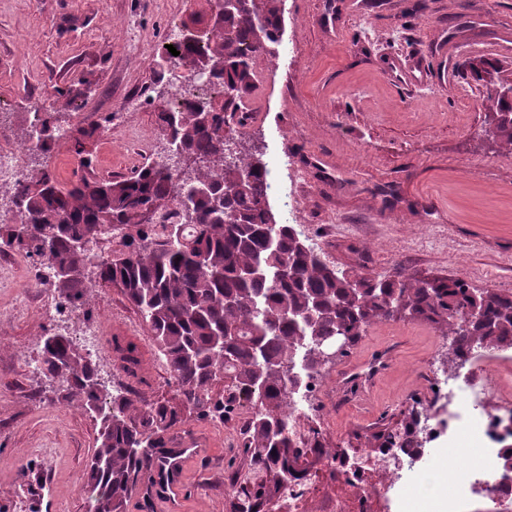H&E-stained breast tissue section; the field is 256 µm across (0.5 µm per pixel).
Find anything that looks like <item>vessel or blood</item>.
Segmentation results:
<instances>
[{"mask_svg": "<svg viewBox=\"0 0 512 512\" xmlns=\"http://www.w3.org/2000/svg\"><path fill=\"white\" fill-rule=\"evenodd\" d=\"M392 360L393 352L386 348L370 357L355 356L345 360L336 372L337 389L351 393L359 403H367ZM203 446V441L194 436L176 440L171 451L164 453L153 467L150 494L161 512H179L185 464L200 455Z\"/></svg>", "mask_w": 512, "mask_h": 512, "instance_id": "1", "label": "vessel or blood"}]
</instances>
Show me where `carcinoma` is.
<instances>
[{"label":"carcinoma","mask_w":512,"mask_h":512,"mask_svg":"<svg viewBox=\"0 0 512 512\" xmlns=\"http://www.w3.org/2000/svg\"><path fill=\"white\" fill-rule=\"evenodd\" d=\"M282 0H236L202 38L183 37L176 56L196 71L207 62L216 84L203 96L171 102L158 113L170 142L196 159L189 173L164 174L146 161L131 174L102 178L87 152L98 127L79 129L72 149L81 172L64 187L43 165L28 170L7 194L19 223L30 234L19 238L15 225H0V246L43 261V266L85 269L88 253L74 244L107 228H132L120 237L112 256L96 265V280L85 277L52 283L80 306L97 285H115L139 311L168 367L179 404L141 402L130 393L91 384L96 360L85 358L70 338L44 340L50 360L44 375L67 385L79 407L101 417L97 443L83 491L89 512H126L132 490L151 471L153 449L166 447L168 431L184 422L183 413L227 419L243 403L252 405L227 465L230 484L225 512H240L245 495L250 512H271L280 489L304 478L321 460V429L297 431L288 417L290 394L304 377L321 375L322 366L306 360L314 339L344 333L355 344L366 329L396 319L433 324L454 346L457 359L472 351L512 350V294L477 290L460 278L418 277L403 270L391 276L353 272L326 263L296 225L276 220L263 182L267 162L260 153L226 155L230 120L251 86L255 54L281 29ZM481 78L512 79L497 64L473 66ZM77 80L58 95L72 103L86 95ZM492 119L482 129L489 142L512 150V100L487 92ZM39 128L43 143L59 137L55 113H25L22 135ZM193 185L208 187L192 209L175 211L181 238L166 237L164 224H140L136 212L167 201L179 202ZM110 345L120 368L138 377V346L114 336ZM224 377V398L211 396L213 381ZM112 400V411L98 413ZM422 413L408 410L403 423L377 435L382 448L421 447L415 432Z\"/></svg>","instance_id":"1"}]
</instances>
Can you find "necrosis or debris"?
Masks as SVG:
<instances>
[{"label": "necrosis or debris", "instance_id": "necrosis-or-debris-1", "mask_svg": "<svg viewBox=\"0 0 512 512\" xmlns=\"http://www.w3.org/2000/svg\"><path fill=\"white\" fill-rule=\"evenodd\" d=\"M36 133L20 143L0 132V187L12 185L24 174L23 158L37 148ZM448 448L461 467H448L440 459L425 460L418 448H393L380 453L358 449L344 459L330 462L337 490L327 491L326 512H372L368 478L374 474L397 481H417L430 472L435 489L405 495L403 512H459L470 499L484 500L489 512L500 502L512 500V471L500 465V441L512 439V408L487 411L483 402L498 397L502 389H512V370L489 374L472 368L449 374Z\"/></svg>", "mask_w": 512, "mask_h": 512}]
</instances>
